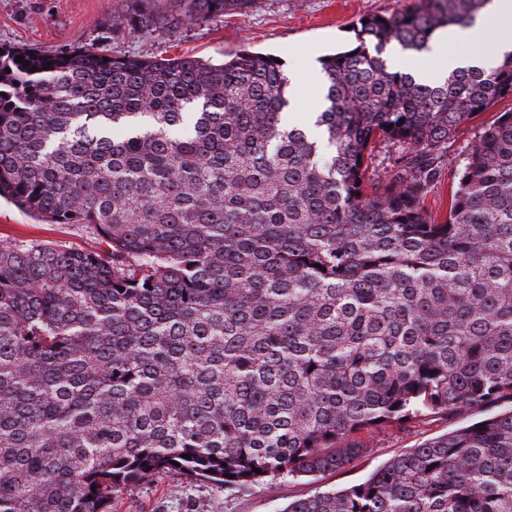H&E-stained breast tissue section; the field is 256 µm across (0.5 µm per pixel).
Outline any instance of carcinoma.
Here are the masks:
<instances>
[{"label":"carcinoma","instance_id":"1","mask_svg":"<svg viewBox=\"0 0 512 512\" xmlns=\"http://www.w3.org/2000/svg\"><path fill=\"white\" fill-rule=\"evenodd\" d=\"M129 2L112 31L250 0ZM487 2L358 20L318 138L268 54L0 46V198L111 247L0 245V512H112L162 471L271 488L348 467L365 430L483 412L283 512H512V109L448 219L425 207L459 127L512 98V53L432 84L382 57ZM378 140L402 151L368 190Z\"/></svg>","mask_w":512,"mask_h":512}]
</instances>
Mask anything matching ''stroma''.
<instances>
[{"mask_svg":"<svg viewBox=\"0 0 512 512\" xmlns=\"http://www.w3.org/2000/svg\"><path fill=\"white\" fill-rule=\"evenodd\" d=\"M418 0H249L229 9L224 18L153 32L111 31L108 19L126 8V0H0V45L33 47L44 52H69L105 42L113 54L141 59L195 56L232 58L249 50L279 57L285 68L298 71L310 60L352 48L351 24L367 15H387L416 7ZM512 107L502 100L461 125L442 159L439 182L425 205L438 218L448 214V193L468 150L482 127ZM28 241L61 249L98 251L100 240L66 224H46L0 200V244ZM459 418H438L416 425L389 426L362 432L369 452L348 468L327 472L317 481L287 477L276 488L249 486L233 491L161 472L147 482L119 493L113 512H283L314 486L344 487L364 481L390 458L430 438L462 426Z\"/></svg>","mask_w":512,"mask_h":512,"instance_id":"35a3bbf8","label":"stroma"}]
</instances>
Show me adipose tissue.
I'll use <instances>...</instances> for the list:
<instances>
[{"instance_id":"adipose-tissue-1","label":"adipose tissue","mask_w":512,"mask_h":512,"mask_svg":"<svg viewBox=\"0 0 512 512\" xmlns=\"http://www.w3.org/2000/svg\"><path fill=\"white\" fill-rule=\"evenodd\" d=\"M486 16L497 27L493 48L482 51L470 49L474 31L470 24L438 31L425 52L434 65L420 69L422 82H435L460 67L477 66L489 71L496 68L501 57L512 52V0H490Z\"/></svg>"}]
</instances>
